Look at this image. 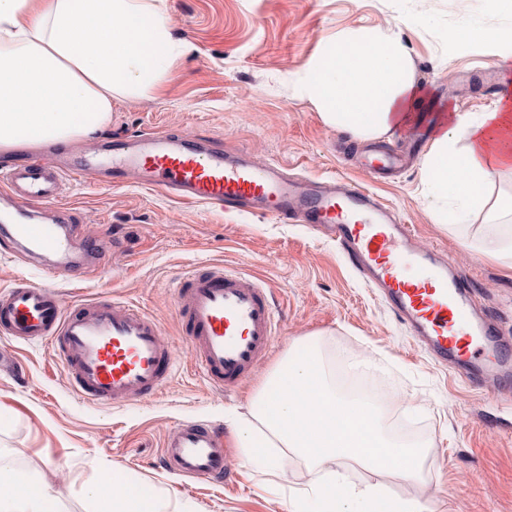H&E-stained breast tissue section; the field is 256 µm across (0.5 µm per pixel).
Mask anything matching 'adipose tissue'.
I'll return each instance as SVG.
<instances>
[{"mask_svg": "<svg viewBox=\"0 0 512 512\" xmlns=\"http://www.w3.org/2000/svg\"><path fill=\"white\" fill-rule=\"evenodd\" d=\"M183 50L156 0H0V156L69 144L101 129L116 94L154 88ZM326 123L360 140L389 134L423 111L410 57L397 36L346 30L311 63L299 85ZM512 168V97L475 118L454 115L433 139L422 167L438 223L462 225L468 214L498 220L494 237L474 248L512 267V195L496 196V175ZM244 448H286L316 477L293 490L289 512H422L381 478L416 480L430 456L424 441H401L385 428L368 396L346 400L330 384L314 345L287 358L260 394L250 418L237 421ZM357 465L379 481L347 482ZM93 512H183L119 469L104 470L91 490ZM61 496L0 451V512H61Z\"/></svg>", "mask_w": 512, "mask_h": 512, "instance_id": "1", "label": "adipose tissue"}]
</instances>
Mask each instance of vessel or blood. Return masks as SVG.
Returning a JSON list of instances; mask_svg holds the SVG:
<instances>
[{
    "label": "vessel or blood",
    "instance_id": "vessel-or-blood-1",
    "mask_svg": "<svg viewBox=\"0 0 512 512\" xmlns=\"http://www.w3.org/2000/svg\"><path fill=\"white\" fill-rule=\"evenodd\" d=\"M107 144L112 168L125 180L228 211L324 227L437 363L474 387L512 398V341L476 317L471 288L438 252L420 247L411 225L397 221L367 188L295 179L279 165L258 164L246 150L230 152L184 135L145 133L132 144L121 137ZM97 172L88 159L59 166L46 147L0 172V192L21 198L35 213L58 203L64 182L87 181ZM0 239L20 246L47 278L0 291L1 335L49 341L84 400L124 405L161 391L175 362L156 317L120 301L68 309L50 286L61 274L99 265L107 238L80 243L63 224L17 223L0 226ZM176 298L200 372L218 388H237L272 347L270 289L211 266L184 276ZM232 455L223 430L201 421L181 423L162 444L164 465L190 480L231 481Z\"/></svg>",
    "mask_w": 512,
    "mask_h": 512
}]
</instances>
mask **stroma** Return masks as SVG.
Masks as SVG:
<instances>
[{
    "label": "stroma",
    "mask_w": 512,
    "mask_h": 512,
    "mask_svg": "<svg viewBox=\"0 0 512 512\" xmlns=\"http://www.w3.org/2000/svg\"><path fill=\"white\" fill-rule=\"evenodd\" d=\"M160 8L187 52L151 91L114 96L110 122L71 151H95L111 135L176 131L246 148L257 162L280 163L295 176L369 186L415 226L422 246L447 254L477 306L512 336V270L470 245L489 229L485 213H472L458 231L436 223L421 183L429 144L414 145L404 127L354 139L327 124L295 86L339 32H393L433 105L421 123L438 133L454 113L491 111L503 92H512V51L492 55L479 44L448 40L470 24L512 31L511 12L492 0H162ZM375 152H412L416 160L375 179L361 168ZM60 203L83 240L105 234L111 241L100 271L55 280L62 301L139 306L158 318L176 362L158 396L99 405L73 391L49 343L19 345L0 336V353L13 355L0 364V448L10 451L17 470L60 493L63 512H92L99 463L119 467L127 479L189 512H289L291 489L307 487L311 474L288 449L280 451L282 469L272 471L251 459L250 449L236 448L232 487L189 481L163 466L160 455L164 438L183 422L231 430L232 418L250 414L289 351L310 338L330 375H338L339 359H357L351 372L369 383L387 427L408 420L431 443L422 478H387L393 493L417 499L424 512H512V407L421 351L331 238L304 224L187 204L137 183L69 182ZM213 264L271 288L277 311L270 353L229 393L196 369L175 298L180 277Z\"/></svg>",
    "instance_id": "35a3bbf8"
}]
</instances>
